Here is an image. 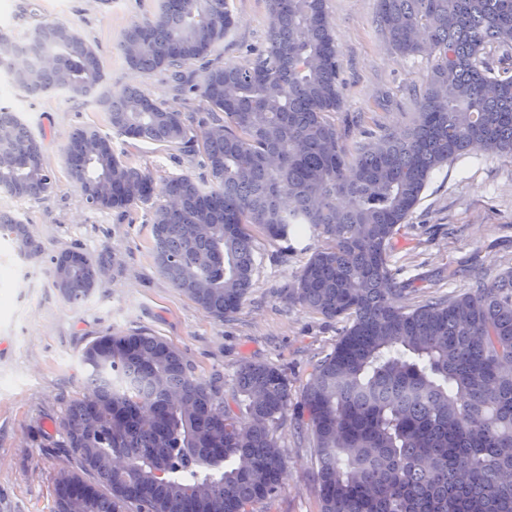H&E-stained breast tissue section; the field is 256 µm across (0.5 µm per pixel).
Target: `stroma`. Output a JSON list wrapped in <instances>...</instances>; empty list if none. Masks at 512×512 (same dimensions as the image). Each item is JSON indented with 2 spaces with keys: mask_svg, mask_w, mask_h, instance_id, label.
<instances>
[{
  "mask_svg": "<svg viewBox=\"0 0 512 512\" xmlns=\"http://www.w3.org/2000/svg\"><path fill=\"white\" fill-rule=\"evenodd\" d=\"M157 0H0V35L27 38L43 22L79 32L97 52L107 90L141 86L164 106L179 107L165 71L144 75L117 51L132 19H144ZM236 25L217 57L220 66L244 65L248 48L267 32L265 0H229ZM341 52V107L334 119L348 141L362 132L401 134L417 112L430 69L421 56L392 49L376 22L377 0H326ZM0 107L17 112L39 136L56 171L51 193L38 199L0 194V212L33 228L40 254L23 259L0 235V512H52L59 470L77 461L59 427L68 404L89 388L79 357L108 332L143 329L178 347L198 374L220 373L232 383L242 365L266 362L287 369L300 393L312 363L330 352L344 324L280 296L322 240L310 231L289 242L271 241L252 228L253 286L235 314L218 320L162 277L152 260L149 206L122 219L90 208L64 166L77 126L108 131L104 112L59 94L14 101L0 92ZM117 151L149 170L156 183L181 174L202 180L198 160L136 140ZM80 248L102 260L105 275L82 302L66 301L50 271L60 252ZM398 277L427 295L459 294L473 271L493 279L512 267V157L473 152L437 171L409 216L391 256ZM276 434L285 451L282 491L273 512H318L312 482L313 437L284 422Z\"/></svg>",
  "mask_w": 512,
  "mask_h": 512,
  "instance_id": "1",
  "label": "stroma"
}]
</instances>
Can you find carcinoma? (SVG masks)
Listing matches in <instances>:
<instances>
[{
	"instance_id": "1",
	"label": "carcinoma",
	"mask_w": 512,
	"mask_h": 512,
	"mask_svg": "<svg viewBox=\"0 0 512 512\" xmlns=\"http://www.w3.org/2000/svg\"><path fill=\"white\" fill-rule=\"evenodd\" d=\"M267 6V40L249 64L208 63L198 84L181 68L224 49L229 0H159L124 31L125 63L200 93V121L138 86L110 94L95 49L63 24L37 26L41 64L13 72L34 96H98L112 134L76 127L65 154L76 186L98 189L96 210L128 216L156 192L114 134L204 158L210 183L168 179L150 216L156 268L201 309L222 320L249 294L247 225L272 241L313 229L323 243L280 295L347 323L297 402L274 364L243 365L228 399L224 376L196 374L160 336L96 338L81 355L93 391L60 421L79 468L58 473L54 512H268L284 466L275 432L289 417L313 435L319 512H512V268L425 297L390 267L436 170L471 152L512 156V69L492 59L512 50V0H378L388 44L431 68L404 134L351 145L332 119L340 52L326 0ZM55 182L30 127L1 108L0 188L37 199ZM0 229L20 255L40 253L13 215L0 213ZM51 274L73 303L96 284L82 269Z\"/></svg>"
}]
</instances>
